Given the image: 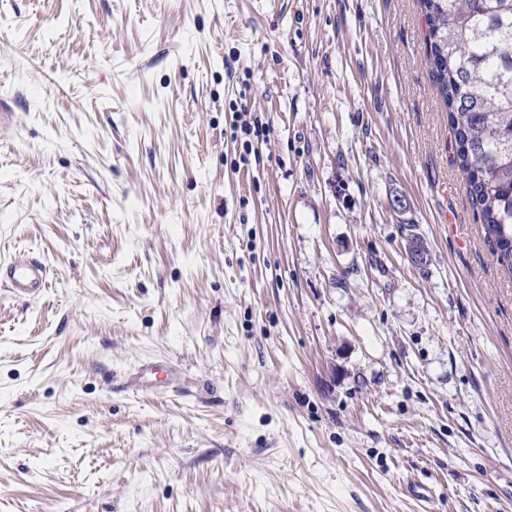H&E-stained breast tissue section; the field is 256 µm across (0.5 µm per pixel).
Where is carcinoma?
<instances>
[{"instance_id":"1","label":"carcinoma","mask_w":512,"mask_h":512,"mask_svg":"<svg viewBox=\"0 0 512 512\" xmlns=\"http://www.w3.org/2000/svg\"><path fill=\"white\" fill-rule=\"evenodd\" d=\"M454 163L512 274V0H420Z\"/></svg>"}]
</instances>
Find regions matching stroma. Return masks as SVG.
Listing matches in <instances>:
<instances>
[{"label": "stroma", "mask_w": 512, "mask_h": 512, "mask_svg": "<svg viewBox=\"0 0 512 512\" xmlns=\"http://www.w3.org/2000/svg\"><path fill=\"white\" fill-rule=\"evenodd\" d=\"M427 38L419 0H0V262L49 269L0 294V512H512V277ZM0 284L11 297L36 300L48 287V268L38 261L14 259L0 264ZM149 369L152 371H158L161 369L163 372H165V374L167 376L172 375L174 372V368L167 363L164 365H148V366H142V368L139 367L137 370H135L134 372H131L129 374V387L131 390H134L137 393L144 392V391L158 393L161 391L160 390V388H162L161 386L152 385L144 380L143 375Z\"/></svg>", "instance_id": "35a3bbf8"}]
</instances>
